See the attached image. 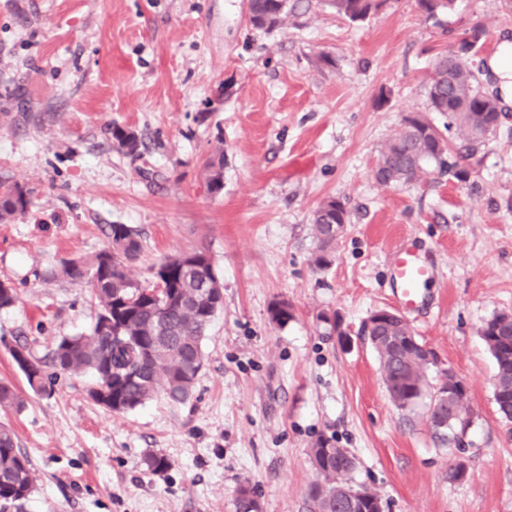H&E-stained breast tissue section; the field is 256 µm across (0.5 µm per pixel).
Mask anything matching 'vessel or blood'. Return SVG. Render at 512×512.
<instances>
[{"label": "vessel or blood", "instance_id": "vessel-or-blood-1", "mask_svg": "<svg viewBox=\"0 0 512 512\" xmlns=\"http://www.w3.org/2000/svg\"><path fill=\"white\" fill-rule=\"evenodd\" d=\"M437 260L416 246L400 244L394 254L391 267V285L399 302L407 309L415 310L426 302L425 290L435 279Z\"/></svg>", "mask_w": 512, "mask_h": 512}]
</instances>
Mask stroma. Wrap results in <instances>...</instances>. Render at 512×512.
I'll use <instances>...</instances> for the list:
<instances>
[{
	"label": "stroma",
	"instance_id": "obj_1",
	"mask_svg": "<svg viewBox=\"0 0 512 512\" xmlns=\"http://www.w3.org/2000/svg\"><path fill=\"white\" fill-rule=\"evenodd\" d=\"M477 24L470 62L496 96L490 62L512 43V0H454L435 20L389 0L362 23L328 0H289L270 30L251 25L248 0H0V184L31 199L0 223V281L18 292L0 310V380L24 402L0 423L34 470L26 512H235L243 485L263 512H309L310 450L326 439L350 450L352 482L383 512H512V422L479 334L512 313V102L468 185L374 178L406 113L442 125L432 66ZM115 126L139 134L137 154L113 148ZM218 152L214 196L205 165ZM329 198L349 223L321 269L312 215ZM113 224L140 233L128 272L142 284L163 257L197 250L224 284L185 403L160 395L117 415L88 398L89 376L61 372L36 394L9 354L20 343L40 359L89 333L88 285L53 272L106 248ZM407 241L439 261L427 305L405 318L441 361L429 382L449 366L468 388L459 449L436 445L428 399L393 404L359 334L398 308L390 259ZM279 300L293 311L283 326L268 315ZM151 454L169 468L150 472ZM459 461L467 475L449 481ZM206 180L211 194L219 195L224 189V155L216 154L206 163Z\"/></svg>",
	"mask_w": 512,
	"mask_h": 512
}]
</instances>
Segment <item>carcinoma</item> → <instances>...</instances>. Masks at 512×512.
<instances>
[{"label":"carcinoma","instance_id":"obj_1","mask_svg":"<svg viewBox=\"0 0 512 512\" xmlns=\"http://www.w3.org/2000/svg\"><path fill=\"white\" fill-rule=\"evenodd\" d=\"M336 13L352 22H363L387 0H330ZM453 0H418L428 18L452 8ZM288 16V0H250L253 27L270 30ZM483 34L479 25L469 30L450 55L439 57L427 86L429 111L448 118L446 129L459 131L461 143L456 159L444 133L418 112L404 116L401 127L380 150L378 183L389 186L420 180L432 173L448 174L461 184L470 180L466 160L473 158L487 135L498 129V99L484 93L468 61ZM112 143L117 150L135 153L139 135L128 128H112ZM224 154L206 163L210 193L224 189ZM30 206L28 192L19 186H0V222L25 213ZM349 214L344 202L329 198L313 215L314 237L318 245L315 265L323 268L332 258L336 236L331 225L346 224ZM110 246L86 260H68L58 276L71 281H87L99 312L87 335L62 336L50 352L49 361L33 358L22 345L9 353L23 373L29 388L45 389V367L69 374L92 377L88 396L115 414L134 411L163 393L173 403L190 396L205 364L203 340L210 324L224 304L223 284L212 259L203 251L168 257L152 267V278L162 281L165 290L151 292L130 278L126 262L142 249L138 232L128 224L110 226ZM271 322L283 326L293 318L291 306L275 301L269 309ZM383 331L370 327L364 340L375 350L383 383L394 405L400 410L414 406L408 392L427 389L428 365L418 354L406 349L396 356L377 343ZM481 336L495 360V401L500 416L512 421V322L494 315L481 329ZM448 388L455 390L458 414L448 417V429L437 435L441 444L459 443V432L472 424L467 390L459 388L448 375ZM12 385L0 382V408H20ZM345 448L317 443L310 449L312 466L322 481L311 488L313 512H336V498L350 486L352 469L338 459ZM35 491V479L28 457L18 448L12 429L0 425V512H23V505ZM236 512H261L254 491L246 485L238 489Z\"/></svg>","mask_w":512,"mask_h":512}]
</instances>
